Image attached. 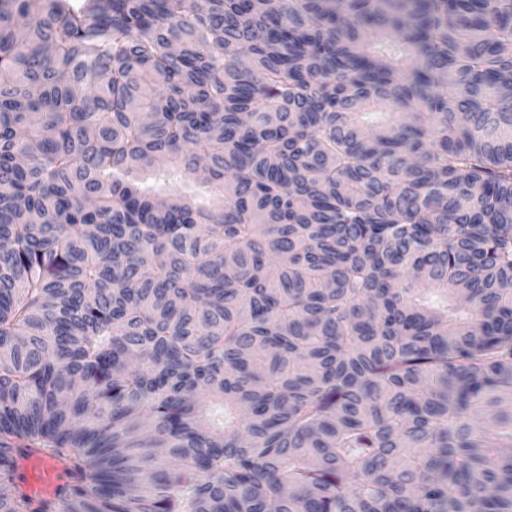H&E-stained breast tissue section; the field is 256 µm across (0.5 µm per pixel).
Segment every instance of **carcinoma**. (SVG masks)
<instances>
[{
	"label": "carcinoma",
	"mask_w": 512,
	"mask_h": 512,
	"mask_svg": "<svg viewBox=\"0 0 512 512\" xmlns=\"http://www.w3.org/2000/svg\"><path fill=\"white\" fill-rule=\"evenodd\" d=\"M511 88L512 0H0V512H512ZM20 472L24 475L22 485L26 492L38 496H49L66 478V467L60 461L45 462L32 454L19 462Z\"/></svg>",
	"instance_id": "obj_1"
}]
</instances>
